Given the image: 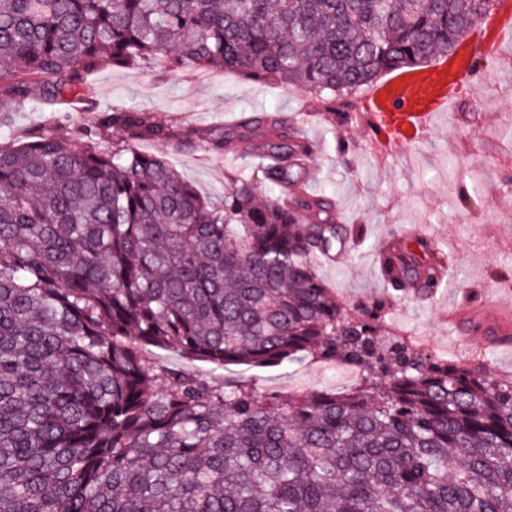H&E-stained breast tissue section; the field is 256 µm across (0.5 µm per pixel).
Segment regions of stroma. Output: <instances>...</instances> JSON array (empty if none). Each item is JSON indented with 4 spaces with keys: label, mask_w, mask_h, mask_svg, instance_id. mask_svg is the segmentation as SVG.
I'll return each mask as SVG.
<instances>
[{
    "label": "stroma",
    "mask_w": 512,
    "mask_h": 512,
    "mask_svg": "<svg viewBox=\"0 0 512 512\" xmlns=\"http://www.w3.org/2000/svg\"><path fill=\"white\" fill-rule=\"evenodd\" d=\"M479 60L468 93L430 135L416 140L398 157L376 155L356 121L329 125L320 114L326 105L314 94L257 83L233 72H176L150 61L127 68H105L90 79L94 109L55 111L39 96L16 104L0 144L25 140L59 121L64 132L82 140L83 131L112 108L145 110L176 135L143 140L214 203L224 198L226 173L250 176L258 138L240 134L242 115H285L300 123L313 147L310 163L319 171L315 189L336 196L342 224L359 235L340 265L319 261L317 269L342 301L353 304L387 294L379 269L378 245L409 227L442 241L451 255L448 277L435 295L419 301L395 296V325L425 340L431 353L450 359L475 357L479 338L462 331L453 343L446 322L451 306L500 301L502 283H512V43L501 53L465 37ZM237 137L236 154L209 151L210 131ZM259 385L284 394L329 389L330 371L317 364L255 369Z\"/></svg>",
    "instance_id": "stroma-1"
}]
</instances>
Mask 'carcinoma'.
Masks as SVG:
<instances>
[{
	"label": "carcinoma",
	"instance_id": "carcinoma-1",
	"mask_svg": "<svg viewBox=\"0 0 512 512\" xmlns=\"http://www.w3.org/2000/svg\"><path fill=\"white\" fill-rule=\"evenodd\" d=\"M495 3L0 0V125L35 90L87 105L93 72L152 60L330 105L447 55ZM243 126L265 169L229 176L219 206L138 150L176 135L143 110L86 131L121 129V149L57 127L0 146V512H512V380L412 345L386 297L338 300L313 257L347 229L309 187L310 145L282 118ZM415 245L381 261L429 299L448 253ZM304 361L359 378L286 395L217 374Z\"/></svg>",
	"mask_w": 512,
	"mask_h": 512
}]
</instances>
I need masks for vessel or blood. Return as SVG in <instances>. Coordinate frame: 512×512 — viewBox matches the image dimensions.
I'll list each match as a JSON object with an SVG mask.
<instances>
[{
  "label": "vessel or blood",
  "instance_id": "b4317fda",
  "mask_svg": "<svg viewBox=\"0 0 512 512\" xmlns=\"http://www.w3.org/2000/svg\"><path fill=\"white\" fill-rule=\"evenodd\" d=\"M511 13L512 0H503L499 13L481 21L486 39H503L504 17ZM471 76V55L466 50L434 69L395 72L368 88L359 113L362 128L383 153H402L412 140L432 129L438 115L456 106ZM452 320L458 329L492 322L493 330L482 340L484 347L512 341V308L469 306L456 311Z\"/></svg>",
  "mask_w": 512,
  "mask_h": 512
}]
</instances>
